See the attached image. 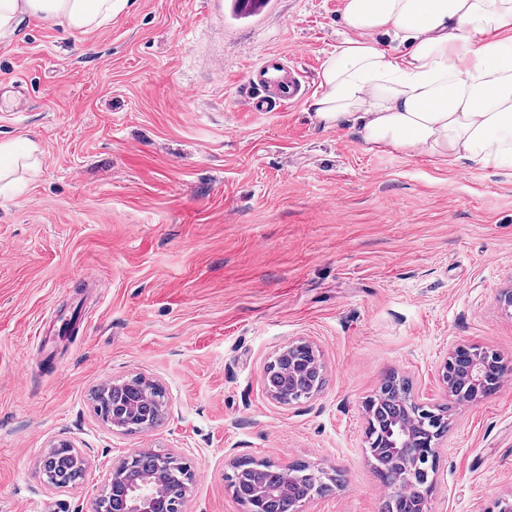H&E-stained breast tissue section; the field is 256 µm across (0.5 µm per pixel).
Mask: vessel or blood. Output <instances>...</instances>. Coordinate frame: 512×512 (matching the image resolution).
<instances>
[{
	"label": "vessel or blood",
	"mask_w": 512,
	"mask_h": 512,
	"mask_svg": "<svg viewBox=\"0 0 512 512\" xmlns=\"http://www.w3.org/2000/svg\"><path fill=\"white\" fill-rule=\"evenodd\" d=\"M249 92L242 103L250 112H274L300 102L307 85L290 55L272 53L250 71Z\"/></svg>",
	"instance_id": "1"
}]
</instances>
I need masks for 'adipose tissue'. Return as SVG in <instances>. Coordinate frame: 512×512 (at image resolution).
I'll list each match as a JSON object with an SVG mask.
<instances>
[{
	"instance_id": "obj_1",
	"label": "adipose tissue",
	"mask_w": 512,
	"mask_h": 512,
	"mask_svg": "<svg viewBox=\"0 0 512 512\" xmlns=\"http://www.w3.org/2000/svg\"><path fill=\"white\" fill-rule=\"evenodd\" d=\"M125 3L0 0V35L25 16L85 31ZM342 22L309 104L319 124L374 149L512 170V0H343ZM40 166L35 141H0V193Z\"/></svg>"
}]
</instances>
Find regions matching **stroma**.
Wrapping results in <instances>:
<instances>
[{"mask_svg": "<svg viewBox=\"0 0 512 512\" xmlns=\"http://www.w3.org/2000/svg\"><path fill=\"white\" fill-rule=\"evenodd\" d=\"M128 0L99 27L26 17L0 39V140L33 139L38 174L0 194V512H92L142 448L196 473L185 512H246L235 461L339 475L305 512H384L364 402L394 374L446 409L431 512L512 498V378L454 402L450 349L512 362V170L382 151L301 101L247 112L248 72L292 54L310 94L342 38L343 0ZM106 295H99V283ZM324 363L281 404L262 374L289 342ZM171 407L113 431L93 392L134 376ZM88 461L43 479L49 448Z\"/></svg>", "mask_w": 512, "mask_h": 512, "instance_id": "stroma-1", "label": "stroma"}]
</instances>
